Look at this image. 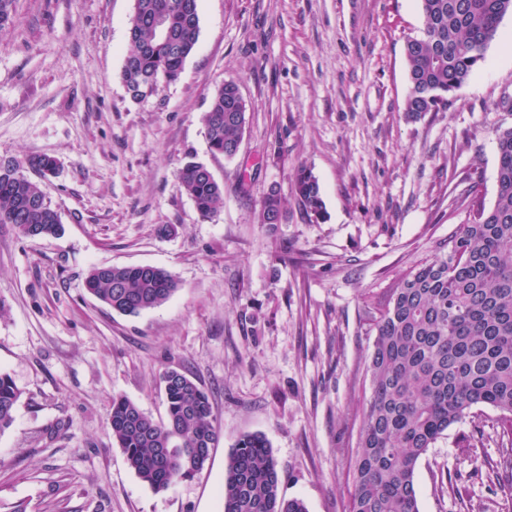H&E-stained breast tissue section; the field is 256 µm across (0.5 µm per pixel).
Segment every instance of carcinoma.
Here are the masks:
<instances>
[{"label": "carcinoma", "instance_id": "cac0c4a2", "mask_svg": "<svg viewBox=\"0 0 512 512\" xmlns=\"http://www.w3.org/2000/svg\"><path fill=\"white\" fill-rule=\"evenodd\" d=\"M423 27L406 39L408 86L404 112L419 119L448 105L485 62L500 20L512 0H420ZM162 20L169 37L156 26ZM200 34L197 0H134L128 22L130 50L121 72L131 99L151 96L162 81L178 80ZM202 121L211 151L236 156L248 123L239 86L227 79L214 92ZM497 195L461 224L436 253L402 273L386 299L367 311L374 341L366 362L371 396L350 471L348 512H420L416 470L432 445L472 409L489 406L512 424V127L496 130ZM56 160L36 155L0 159V224L25 238L57 235V211L42 180ZM32 171L33 180L18 168ZM179 180L203 217L224 205V185L206 166L189 161ZM296 193L306 213L323 214L320 185L298 169ZM283 214L271 188L259 220ZM90 294L125 315L166 303L178 282L151 266L94 267ZM167 418L155 421L131 400L112 398V437L127 465L156 492L204 469L217 439L208 394L190 375H163ZM21 391L0 373V434L15 420ZM280 473L261 434L246 435L232 451L223 487L224 512H308L300 499L280 494Z\"/></svg>", "mask_w": 512, "mask_h": 512}]
</instances>
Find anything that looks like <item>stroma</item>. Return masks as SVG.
I'll return each mask as SVG.
<instances>
[{
	"label": "stroma",
	"mask_w": 512,
	"mask_h": 512,
	"mask_svg": "<svg viewBox=\"0 0 512 512\" xmlns=\"http://www.w3.org/2000/svg\"><path fill=\"white\" fill-rule=\"evenodd\" d=\"M133 5L17 0L0 30V157L56 159L45 189L63 224L44 239L0 224V373L22 391L0 434V512H223L229 455L255 433L283 495L347 512L371 394L365 305L470 223L474 201L493 204L512 14L447 107L413 121L404 44L423 25L419 0H198L195 52L141 102L121 79ZM229 78L249 118L231 159L211 153L202 122ZM190 159L224 186L212 217L178 178ZM302 167L322 219L300 206ZM271 188L285 214L273 228L257 219ZM112 265L165 268L179 289L118 314L85 286ZM172 369L208 393L219 440L201 472L157 493L128 467L109 414L122 396L165 419ZM511 444L489 407L451 426L417 468L421 512H503L471 458ZM295 188L306 213L320 217L323 214V199L319 182L312 171L307 168L298 169L295 175Z\"/></svg>",
	"instance_id": "35a3bbf8"
}]
</instances>
